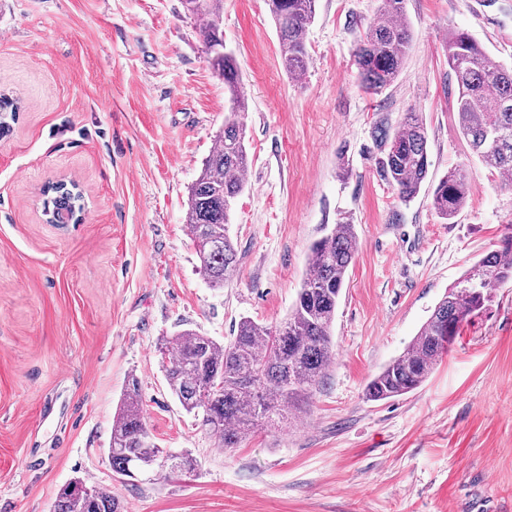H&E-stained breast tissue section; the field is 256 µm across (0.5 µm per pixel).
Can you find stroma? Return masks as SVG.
<instances>
[{
  "label": "stroma",
  "instance_id": "1",
  "mask_svg": "<svg viewBox=\"0 0 512 512\" xmlns=\"http://www.w3.org/2000/svg\"><path fill=\"white\" fill-rule=\"evenodd\" d=\"M378 6L318 0L297 80L265 0H224L251 163L230 226L238 271L213 288L185 222L227 104L199 20L182 0H0V94L19 105L0 135V512H52L76 477L126 512H512V284L418 389L365 396L512 224V189L461 134L445 51L460 29L512 68V0H406L411 49L369 96L352 59ZM410 110L432 166L404 203L376 128ZM461 165L471 193L448 224L433 185ZM61 178L83 191L82 223L44 219L41 192ZM337 224L358 248L335 357L288 427L224 450L171 395L160 343L191 328L225 344L240 318L283 320L311 245ZM132 377L152 440L193 472L114 474L112 419Z\"/></svg>",
  "mask_w": 512,
  "mask_h": 512
}]
</instances>
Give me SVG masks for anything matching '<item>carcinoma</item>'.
I'll return each instance as SVG.
<instances>
[{
  "mask_svg": "<svg viewBox=\"0 0 512 512\" xmlns=\"http://www.w3.org/2000/svg\"><path fill=\"white\" fill-rule=\"evenodd\" d=\"M279 29L280 57L291 76H305L310 54L303 33L316 17L318 0H266ZM377 22L369 25L353 51L361 86L377 94L397 77L410 49L411 29L405 0H380ZM185 12L202 21L201 33L216 77L224 81L229 105L215 146L191 185L185 221L199 260L198 270L213 288L235 274L238 252L229 233L234 205L246 189L243 173L250 160L245 144L247 99L235 57L224 48V0H182ZM448 68L457 86L456 110L470 149L490 172L512 173V69L496 61L469 34L451 30L446 42ZM383 169L403 202L413 200L431 166L427 129L417 112H406L393 131H381ZM47 204L61 217L80 207L71 187L51 185ZM470 195V175L461 166L448 171L433 190L432 205L451 222ZM357 250L351 224H336L314 242L291 312L267 327L240 319L230 343H218L193 329L165 340V376L182 408L224 448H237L257 429L282 428L303 412L332 362L336 309ZM512 282V225L500 248L476 261L439 301L410 345L367 385L366 396L382 401L419 388L451 349L464 323L478 314L493 289ZM167 455L170 473L188 470L184 453L160 448L147 431L136 379L112 420L108 458L112 471L131 477L133 466ZM53 512H125L106 488L83 479L68 483Z\"/></svg>",
  "mask_w": 512,
  "mask_h": 512,
  "instance_id": "obj_1",
  "label": "carcinoma"
}]
</instances>
